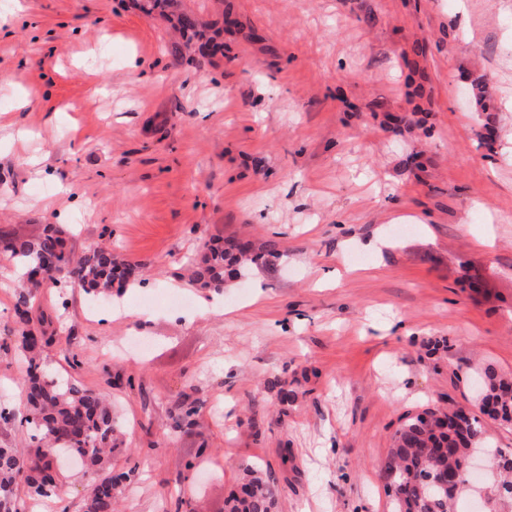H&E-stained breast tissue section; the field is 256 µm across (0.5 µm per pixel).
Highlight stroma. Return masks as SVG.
I'll list each match as a JSON object with an SVG mask.
<instances>
[{
    "instance_id": "obj_1",
    "label": "stroma",
    "mask_w": 512,
    "mask_h": 512,
    "mask_svg": "<svg viewBox=\"0 0 512 512\" xmlns=\"http://www.w3.org/2000/svg\"><path fill=\"white\" fill-rule=\"evenodd\" d=\"M20 98L0 235L61 224L139 271L107 324L71 284L37 300L47 362L77 354L124 424L119 512H224L250 465L274 512H390L405 415L512 379V0H0V108ZM236 238L280 254L190 283ZM25 378L0 339V402Z\"/></svg>"
}]
</instances>
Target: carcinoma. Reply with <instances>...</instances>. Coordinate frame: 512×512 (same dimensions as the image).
Returning <instances> with one entry per match:
<instances>
[{
    "instance_id": "1",
    "label": "carcinoma",
    "mask_w": 512,
    "mask_h": 512,
    "mask_svg": "<svg viewBox=\"0 0 512 512\" xmlns=\"http://www.w3.org/2000/svg\"><path fill=\"white\" fill-rule=\"evenodd\" d=\"M0 246L27 265L45 268L46 279L71 283L95 297L111 292L114 281L126 283L136 273V267L107 247L75 254L67 245L65 232L53 224L34 238L0 237ZM277 254L274 241L258 246L249 240L215 243L206 247L193 270V281L219 290L225 277H234L243 266ZM41 287L43 281L29 278L15 293L13 338L27 363V415L19 424L27 431L30 450L24 455L14 446L0 444V512H28L29 504L55 494L59 482L43 475L48 455L76 457L92 470L121 443L122 425L112 413V403L75 379L60 381L43 359L44 346L50 340L46 330L52 321L36 306ZM511 384L489 373L483 381L480 412L512 423V394L505 391ZM486 445L485 429L476 415L463 425L445 423L431 409L407 416L394 433L381 467L384 484L393 487V512H455L463 487L453 478L467 454ZM502 473L504 478L489 500V512H501L497 508L501 499L512 497V468ZM440 475L448 477V486L436 483ZM102 478L104 475L96 474L89 485L85 512H114L113 497L98 487ZM245 486L249 488L246 496H228L226 512H273L277 495L273 479L249 468Z\"/></svg>"
}]
</instances>
